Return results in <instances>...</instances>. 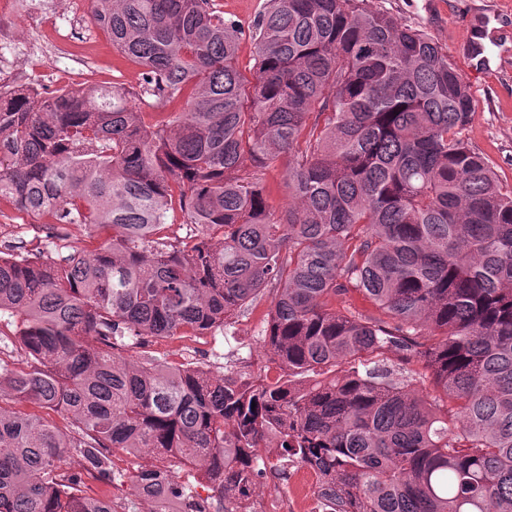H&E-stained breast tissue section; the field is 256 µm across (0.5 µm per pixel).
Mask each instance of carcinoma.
<instances>
[{"label": "carcinoma", "mask_w": 512, "mask_h": 512, "mask_svg": "<svg viewBox=\"0 0 512 512\" xmlns=\"http://www.w3.org/2000/svg\"><path fill=\"white\" fill-rule=\"evenodd\" d=\"M90 2L140 90H0V199L105 235L0 255V313L21 318L20 360L0 358V512H116L84 491L123 477L116 448L213 491L144 469L123 512H230L294 465L331 512H512V191L462 137L472 97L448 55L366 0H266L248 78L214 0ZM184 96L146 125L143 106ZM176 192L195 232L170 242ZM267 293L276 377L116 360L120 342L230 327ZM387 351L425 373L397 377ZM285 175V167L281 160L273 163L266 170L265 174L267 199L275 217L280 215V212L288 202L287 192L284 187ZM170 465L173 471L179 473V482L188 485L193 495L200 496L203 498L210 497L213 495V492L208 484L199 480L197 476L196 478L192 477V475H196L195 471H192L189 468L185 467L183 464H180L178 460H174L173 462L170 463Z\"/></svg>", "instance_id": "cac0c4a2"}]
</instances>
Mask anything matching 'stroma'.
<instances>
[{
	"mask_svg": "<svg viewBox=\"0 0 512 512\" xmlns=\"http://www.w3.org/2000/svg\"><path fill=\"white\" fill-rule=\"evenodd\" d=\"M225 18L238 21L245 30L239 48V66L251 74L256 47L246 27L262 10L264 0H215ZM53 24L48 35L78 31L85 50V69L62 61L44 70L35 82L47 91L80 87L85 72L98 84L138 89L140 67L124 58L100 28L76 26L69 0H50ZM370 7L384 10L401 23L427 33L447 54L469 85L473 112L463 137L472 150L493 169L503 190H512V0H368ZM485 37L484 63H477L468 47L475 31ZM90 249L96 241L84 227L56 224L51 218H22L8 200H0V251L37 252L49 242ZM269 300H262L233 327L216 329L203 336L148 337L143 344L122 348L120 356L133 361L153 356L170 362L192 363L224 374L231 367L252 366L253 370L277 375L278 370L264 345Z\"/></svg>",
	"mask_w": 512,
	"mask_h": 512,
	"instance_id": "35a3bbf8",
	"label": "stroma"
}]
</instances>
